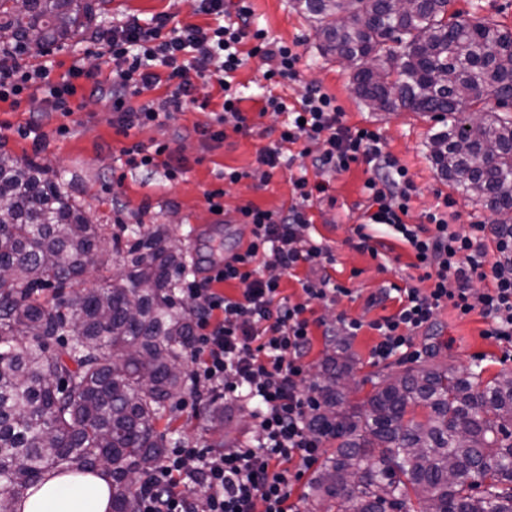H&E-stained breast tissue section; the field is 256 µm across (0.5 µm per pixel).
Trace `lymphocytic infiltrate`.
I'll return each mask as SVG.
<instances>
[{"label":"lymphocytic infiltrate","mask_w":512,"mask_h":512,"mask_svg":"<svg viewBox=\"0 0 512 512\" xmlns=\"http://www.w3.org/2000/svg\"><path fill=\"white\" fill-rule=\"evenodd\" d=\"M200 13L217 18L216 26H174L160 13L148 23L129 19L97 32V44L107 47L114 68L107 83L96 80L92 65L75 60L69 77L52 81L48 66H29L0 59V101L20 107L24 92H41L47 111L68 115L75 97L108 94L112 124L121 133L162 126L175 113L196 109V82L215 79L224 96L213 124L198 128L201 140L220 142L228 132L248 133L250 118L234 74L248 54L267 63L263 78L269 86L297 80L302 55L298 43L268 37L253 28L249 0H197ZM254 40L251 53L242 50ZM163 97H153L156 89ZM262 114L285 115L276 145L259 152L256 162L265 177L283 164V145L301 144V156L322 173L341 174L364 163L368 207L351 228L349 244L380 258L372 227L408 246L411 269L419 286H392L383 297H395L398 310L370 323L339 315L334 324L316 317L314 303L335 304L351 291L327 272L335 257L311 236L308 210L327 198L328 181L292 178L295 198L289 207L272 211L247 203L237 209L238 223L250 229L243 251L225 259L213 274L185 278L179 293L194 312V342L188 358L194 397L223 396L229 409L248 407L254 437L227 446L200 448L181 443L144 476L138 512H293L294 486L312 467L323 441L311 429L315 395L303 380L314 329L326 336H355L370 327L380 337L372 350L376 362L408 356L412 341L428 330L438 312L452 307L458 316L479 313L487 321L485 336L512 347V269L487 261L486 225L471 232L453 229L439 210L410 223L411 201L418 187L408 168L385 150L379 132L344 124L343 112L322 86L309 84L293 106L273 91L264 98ZM308 273L299 284L303 300L280 293L284 276L300 266ZM487 286L475 289L474 279ZM236 282L242 289L232 297L219 284Z\"/></svg>","instance_id":"f902f5d3"}]
</instances>
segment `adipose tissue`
Returning <instances> with one entry per match:
<instances>
[{"instance_id":"ef3b65f1","label":"adipose tissue","mask_w":512,"mask_h":512,"mask_svg":"<svg viewBox=\"0 0 512 512\" xmlns=\"http://www.w3.org/2000/svg\"><path fill=\"white\" fill-rule=\"evenodd\" d=\"M14 512H112V480L102 470L45 474L19 495Z\"/></svg>"}]
</instances>
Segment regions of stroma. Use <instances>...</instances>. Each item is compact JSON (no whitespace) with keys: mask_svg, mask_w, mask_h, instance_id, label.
<instances>
[{"mask_svg":"<svg viewBox=\"0 0 512 512\" xmlns=\"http://www.w3.org/2000/svg\"><path fill=\"white\" fill-rule=\"evenodd\" d=\"M251 4L255 27L265 30L269 37L300 44V80L282 88L281 96L293 103L306 84H319L335 96L346 125L379 131L386 151L408 167L418 186V194L412 200V216H420L434 206L442 193L455 202L454 209L460 215L457 230L467 232L472 225L491 222L492 215L487 209L474 205L449 186L431 163L427 142L430 134L441 127L437 118L417 112L371 110L354 93L351 70L336 58L322 55L314 25L298 10L296 0H251ZM451 8L470 22L494 20L512 30V0H452ZM160 12L172 14L175 22L182 25L204 26L211 22L210 16L196 13L193 0H103L87 34L66 45L26 55L25 61L32 65L50 64L53 78L64 77L73 61L90 49L91 34L113 19L134 15L145 21ZM197 95L209 98L207 109L176 113L164 126L134 130L127 136L112 125L111 103L101 96H89L71 115H55L44 121L37 141L19 133L32 118L29 102L15 108L10 102L0 101V150L48 165L62 177L69 193L85 204L92 221L105 225L108 233L119 236L125 227L137 224L145 230L164 226L171 243L186 252L190 269L199 271L209 263L213 250L227 256L245 245L250 229L235 223L238 206L249 201L266 210L289 206L291 179L310 161L296 158L291 167L277 171L265 184L256 176L235 184L224 183L219 177L224 168H253L257 153L277 140L274 128L280 119L272 115L259 117L250 135L232 133L223 142H205L195 129L213 123L223 99L213 82L199 84ZM61 124L68 127V134H57L56 128ZM136 142L168 145L172 159L181 162L183 175L170 181L161 167L149 175L129 170L123 151ZM366 178L361 163L343 174L330 175V200L314 203L309 210L314 239L329 245L336 258L333 278L353 292L352 297L333 305L316 304V313L328 321L343 313L362 320L364 326L355 336H315L306 358L307 383L319 381L326 354L339 345L346 348L355 362L350 384L356 402L371 391L367 379L372 374L397 372L433 356L462 370L480 368L486 379L503 368L512 369V359H506L504 347L483 337L487 323L481 316L473 314L462 319L450 308L438 314L429 332L414 338L416 358L391 359L379 364L373 361L371 351L378 336L369 323L394 313L397 304L388 300L370 307L366 300L390 285L405 286V266L410 256L407 249L398 245L394 248L395 260L383 264L348 245L351 227L359 215L358 206L366 201ZM217 188L225 191L224 212L220 215L210 210L205 198L206 191ZM158 428L166 432L169 442L203 446L239 438L250 430L251 418L245 409L230 412L223 431L218 432L202 415L200 405L187 397L182 408L161 420Z\"/></svg>","mask_w":512,"mask_h":512,"instance_id":"1","label":"stroma"}]
</instances>
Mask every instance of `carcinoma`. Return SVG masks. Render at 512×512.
Listing matches in <instances>:
<instances>
[{
	"instance_id": "1",
	"label": "carcinoma",
	"mask_w": 512,
	"mask_h": 512,
	"mask_svg": "<svg viewBox=\"0 0 512 512\" xmlns=\"http://www.w3.org/2000/svg\"><path fill=\"white\" fill-rule=\"evenodd\" d=\"M321 49L353 69L358 98L379 112L432 113L437 170L512 234V31L448 15L451 0H297ZM96 0H0V56L61 46L97 16ZM126 271L74 297L101 224L56 175L0 153V512L51 470L104 468L112 512H137V483L161 461L158 422L189 390L193 310L178 296L184 252L166 230L126 228ZM346 354L326 356L312 428L334 448L303 496L306 512H512V369L490 381L445 362L380 373L353 403ZM215 427L224 408L203 403Z\"/></svg>"
}]
</instances>
